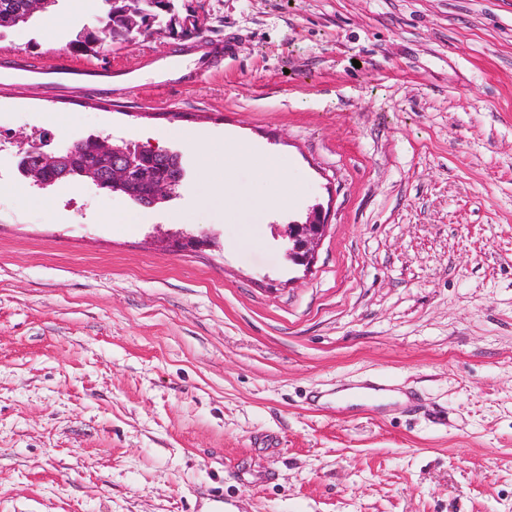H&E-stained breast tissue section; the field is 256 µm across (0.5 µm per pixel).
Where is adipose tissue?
Here are the masks:
<instances>
[{
  "mask_svg": "<svg viewBox=\"0 0 512 512\" xmlns=\"http://www.w3.org/2000/svg\"><path fill=\"white\" fill-rule=\"evenodd\" d=\"M164 135L193 147L203 177L199 191L200 205L211 206L217 196H225L228 200L226 209L238 223H252L267 209L286 204L289 196L297 189L296 184L289 182L282 159L258 152L252 143L235 140L207 144L200 142L194 131L176 127L165 130ZM241 165L258 166L263 178L274 187V196L260 201L237 187L231 179V170Z\"/></svg>",
  "mask_w": 512,
  "mask_h": 512,
  "instance_id": "adipose-tissue-1",
  "label": "adipose tissue"
}]
</instances>
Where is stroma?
I'll return each mask as SVG.
<instances>
[{
    "instance_id": "obj_1",
    "label": "stroma",
    "mask_w": 512,
    "mask_h": 512,
    "mask_svg": "<svg viewBox=\"0 0 512 512\" xmlns=\"http://www.w3.org/2000/svg\"><path fill=\"white\" fill-rule=\"evenodd\" d=\"M179 2L232 44L221 71L115 103L0 95V512H512V0ZM70 5L0 52L84 63L69 42L106 4ZM171 126L281 154L299 193L255 224L199 209ZM43 132L174 151L185 177L141 224L88 181L27 206L17 153ZM363 386L410 401L337 405ZM324 218L315 215L314 219L305 224H292L288 229V237L291 247L288 249V256L297 264H303L311 260L314 245L318 243L327 228Z\"/></svg>"
}]
</instances>
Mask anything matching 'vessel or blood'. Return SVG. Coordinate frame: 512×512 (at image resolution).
<instances>
[{"label": "vessel or blood", "mask_w": 512, "mask_h": 512, "mask_svg": "<svg viewBox=\"0 0 512 512\" xmlns=\"http://www.w3.org/2000/svg\"><path fill=\"white\" fill-rule=\"evenodd\" d=\"M231 52L229 45L200 37L183 43L177 53L162 59L121 68L90 63L75 66L65 60L48 65L31 58L19 67L0 64V91L57 99L80 89L86 95L115 101L147 77L158 87L187 85L200 73L221 68Z\"/></svg>", "instance_id": "vessel-or-blood-1"}]
</instances>
